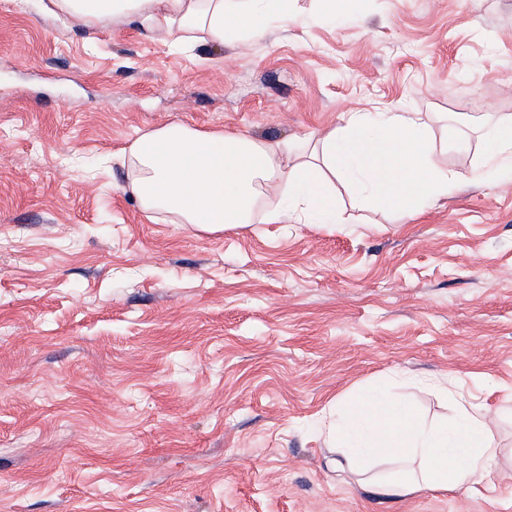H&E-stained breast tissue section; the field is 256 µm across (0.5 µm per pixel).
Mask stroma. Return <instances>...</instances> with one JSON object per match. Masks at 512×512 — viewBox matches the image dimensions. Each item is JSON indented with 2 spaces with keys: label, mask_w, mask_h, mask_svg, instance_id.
<instances>
[{
  "label": "stroma",
  "mask_w": 512,
  "mask_h": 512,
  "mask_svg": "<svg viewBox=\"0 0 512 512\" xmlns=\"http://www.w3.org/2000/svg\"><path fill=\"white\" fill-rule=\"evenodd\" d=\"M49 6L0 0V512H512V183L207 232L99 163L172 121L297 142L407 107L466 179L512 114V0H292L288 29L188 46ZM448 371L505 411L496 467L397 498L330 466L336 398L383 383L438 421L414 380Z\"/></svg>",
  "instance_id": "obj_1"
}]
</instances>
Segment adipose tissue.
I'll return each mask as SVG.
<instances>
[{"mask_svg": "<svg viewBox=\"0 0 512 512\" xmlns=\"http://www.w3.org/2000/svg\"><path fill=\"white\" fill-rule=\"evenodd\" d=\"M86 25L128 20L178 41L223 43L262 36L265 20L294 23L285 0H51ZM425 112H349L309 158L286 141L174 121L135 138L120 153L143 211L205 231L246 224H333L336 186L379 209L410 215L457 187L440 164ZM472 185L512 180V115L483 136ZM320 433L349 470L383 495L448 490L486 474L499 450L486 412L466 400L448 419L426 424L412 404L374 388L338 401Z\"/></svg>", "mask_w": 512, "mask_h": 512, "instance_id": "adipose-tissue-1", "label": "adipose tissue"}]
</instances>
